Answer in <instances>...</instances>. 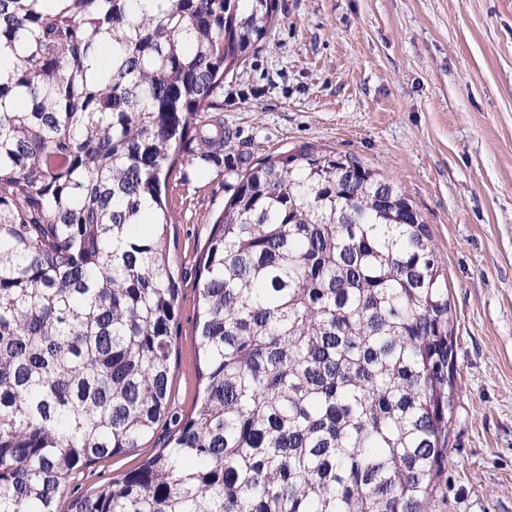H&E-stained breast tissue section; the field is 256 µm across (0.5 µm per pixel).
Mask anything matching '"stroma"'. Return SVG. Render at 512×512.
Masks as SVG:
<instances>
[{"label":"stroma","instance_id":"1","mask_svg":"<svg viewBox=\"0 0 512 512\" xmlns=\"http://www.w3.org/2000/svg\"><path fill=\"white\" fill-rule=\"evenodd\" d=\"M275 14L224 79L219 164L181 162L168 181L169 412L202 397L198 266L230 185L269 155L350 154L402 187L448 284L458 397L429 512H512V0H276ZM167 444L160 429L77 471L58 512Z\"/></svg>","mask_w":512,"mask_h":512}]
</instances>
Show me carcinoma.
Instances as JSON below:
<instances>
[{
  "mask_svg": "<svg viewBox=\"0 0 512 512\" xmlns=\"http://www.w3.org/2000/svg\"><path fill=\"white\" fill-rule=\"evenodd\" d=\"M275 0H0V512L167 418L162 187L224 150V76ZM110 53L103 66L100 52ZM350 154L237 175L201 258L200 406L75 512H425L456 392L429 225Z\"/></svg>",
  "mask_w": 512,
  "mask_h": 512,
  "instance_id": "carcinoma-1",
  "label": "carcinoma"
}]
</instances>
